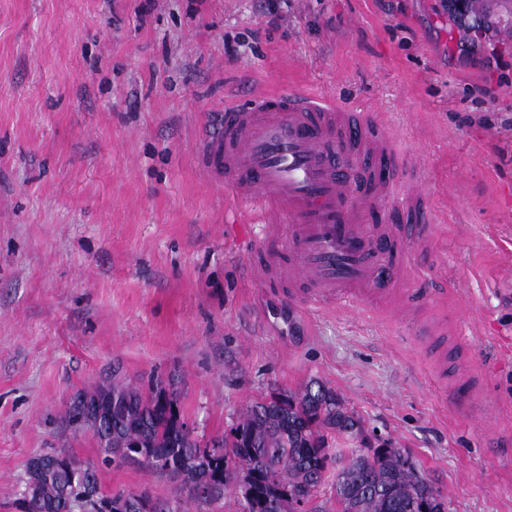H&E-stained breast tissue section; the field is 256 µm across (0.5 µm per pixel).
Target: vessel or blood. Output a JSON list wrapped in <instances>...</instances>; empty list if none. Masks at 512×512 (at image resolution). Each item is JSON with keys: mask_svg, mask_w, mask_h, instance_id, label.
<instances>
[{"mask_svg": "<svg viewBox=\"0 0 512 512\" xmlns=\"http://www.w3.org/2000/svg\"><path fill=\"white\" fill-rule=\"evenodd\" d=\"M202 161L238 208L261 224L248 270L283 286L289 304L432 305L430 289L403 299L434 220L419 173L381 121L299 93L256 94L227 104L202 141Z\"/></svg>", "mask_w": 512, "mask_h": 512, "instance_id": "obj_1", "label": "vessel or blood"}]
</instances>
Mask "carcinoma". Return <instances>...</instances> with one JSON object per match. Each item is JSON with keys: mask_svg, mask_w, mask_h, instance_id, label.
I'll return each instance as SVG.
<instances>
[{"mask_svg": "<svg viewBox=\"0 0 512 512\" xmlns=\"http://www.w3.org/2000/svg\"><path fill=\"white\" fill-rule=\"evenodd\" d=\"M489 0H448V11L472 17V30L494 23L512 36V14L492 21ZM66 420L90 428L102 463L121 465L136 449L141 466L179 482L178 495L157 499L161 512H186L188 503L204 509L224 499L232 484L224 480L230 461L245 473L239 484L245 512H294V504L308 502L324 483L328 465L336 464L333 491L336 512H445L442 496L399 448L382 442L375 448H333L328 435H346L361 429L336 392L312 380L297 393H278L250 402L235 426L205 443L193 436L181 413L177 389L159 377L147 389L117 378L102 384L69 407ZM75 458L64 451L43 456L50 477L36 494L22 500L23 512H94L93 503L76 488L62 495L60 484ZM210 485L200 500L193 489ZM114 512H129L136 492L109 494Z\"/></svg>", "mask_w": 512, "mask_h": 512, "instance_id": "carcinoma-1", "label": "carcinoma"}]
</instances>
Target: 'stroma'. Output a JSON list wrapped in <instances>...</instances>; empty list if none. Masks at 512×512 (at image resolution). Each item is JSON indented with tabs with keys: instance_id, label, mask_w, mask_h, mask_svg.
<instances>
[{
	"instance_id": "obj_1",
	"label": "stroma",
	"mask_w": 512,
	"mask_h": 512,
	"mask_svg": "<svg viewBox=\"0 0 512 512\" xmlns=\"http://www.w3.org/2000/svg\"><path fill=\"white\" fill-rule=\"evenodd\" d=\"M280 90L420 152L437 222L409 279L448 289L427 347L382 309L304 310L251 280L259 228L200 140L225 103ZM116 367L173 383L205 439L318 380L361 422L336 447L376 436L447 512H512V39L467 38L448 0H0V512H21L30 458L97 461L62 417ZM100 481L177 488L129 464Z\"/></svg>"
}]
</instances>
